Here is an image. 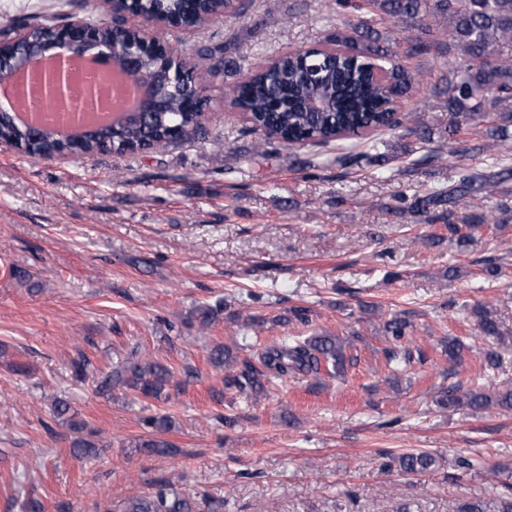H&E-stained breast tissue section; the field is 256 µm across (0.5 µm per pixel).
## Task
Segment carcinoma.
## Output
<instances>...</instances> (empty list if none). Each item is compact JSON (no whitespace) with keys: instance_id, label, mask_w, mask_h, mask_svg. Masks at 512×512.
I'll return each instance as SVG.
<instances>
[{"instance_id":"carcinoma-1","label":"carcinoma","mask_w":512,"mask_h":512,"mask_svg":"<svg viewBox=\"0 0 512 512\" xmlns=\"http://www.w3.org/2000/svg\"><path fill=\"white\" fill-rule=\"evenodd\" d=\"M336 6L346 11L348 18L336 25L331 43L336 56H316L322 63L320 78L313 80L304 72V59L292 53L283 54L270 62L253 67L251 77L235 88L237 105L247 114L250 123L264 127L269 137L287 145H327L348 136H360L368 131L403 129V135L424 143L431 141L413 113H403L398 102L412 90L420 68L409 61L433 53H441L452 41L466 58V65L453 72L444 93L448 95V110L452 113L454 132L462 126L490 121L487 135L492 143L463 148L459 153L479 155L488 150H512V0H336ZM225 8L232 15L237 4L221 0H138L132 6L135 13L155 14L168 21L187 22ZM59 17H31L27 23L30 38L38 41L52 33ZM99 35L106 41L121 44L137 37V28L128 23L113 29L103 21L97 23ZM416 29L420 35L411 39L406 49L392 41L393 30ZM179 49L147 51L142 55L145 77L165 87L168 111L141 122H132L119 131L107 128L85 136L80 141L66 138L61 132L47 127L40 141L41 150L48 154L86 155L99 153L112 145L136 148L146 142L157 149L174 144L173 136L190 140L199 135L198 122L184 112L186 101L193 93L186 81L171 79L172 56ZM485 175L465 170L459 186L439 189L415 198L409 206L417 224H432L440 215L439 208L460 193L484 188ZM475 220L464 224L448 221L445 228L457 238L459 245L469 240L468 230ZM223 303L201 306L195 319L208 326L222 311ZM475 329L480 336L495 343L484 356V368L497 372L503 368L512 352V336L501 331L491 311L478 303L471 308ZM313 310L293 306L274 322L307 325ZM412 322L394 314L383 320L382 329L390 346L383 350L387 366L394 372L426 361L425 353L408 345ZM441 353L448 362L458 365L464 360L465 344L456 337L439 342ZM354 357L346 355L345 340L327 332L310 336H285L266 347L258 360L239 358L232 349L218 345L210 350L209 361L218 368L232 366L235 374L229 384L247 397L269 393L272 387L284 384L288 377L302 373L319 375L321 371L339 375ZM134 390L144 399L161 400L170 396V388H179L173 368L154 360L133 358L123 366L106 373L98 383L102 392L115 387ZM440 402L448 407L467 406L479 410L497 406L512 410V390L493 387L463 390L454 385L441 391ZM54 419L64 423L77 437L72 440L73 456L84 458L98 447L95 432L88 424L76 419L70 403L61 398L53 403ZM152 432L138 438L134 448L145 454H169L174 445L157 437L172 429L167 416L144 419ZM436 457L428 452L407 453L396 463L407 473H420L435 466ZM195 502L172 486L153 494L129 499L124 512H194ZM459 512H512V498L475 501L461 505Z\"/></svg>"}]
</instances>
